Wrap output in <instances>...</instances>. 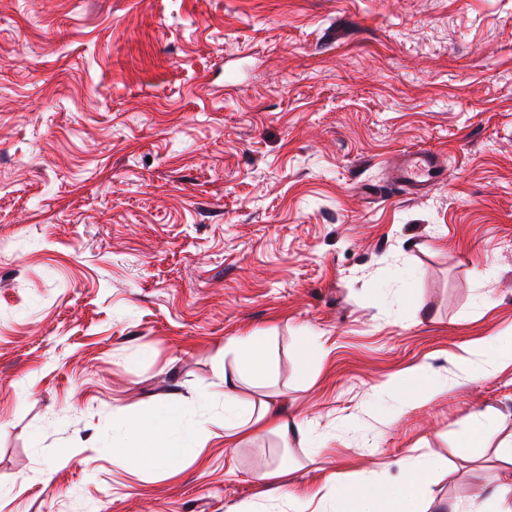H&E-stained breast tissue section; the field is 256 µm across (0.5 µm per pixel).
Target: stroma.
<instances>
[{
	"label": "stroma",
	"mask_w": 512,
	"mask_h": 512,
	"mask_svg": "<svg viewBox=\"0 0 512 512\" xmlns=\"http://www.w3.org/2000/svg\"><path fill=\"white\" fill-rule=\"evenodd\" d=\"M411 149L443 178L378 196ZM251 333L276 372L243 396L316 447H225ZM509 334L512 0H0V512H289L430 458L464 510L512 435V361L471 379ZM144 402L199 428L175 474L113 455ZM496 418L494 416L484 417L483 414L478 413L473 415L470 423V430L467 437L463 440L459 447L461 448H476L481 442L485 433L489 432L494 424Z\"/></svg>",
	"instance_id": "obj_1"
}]
</instances>
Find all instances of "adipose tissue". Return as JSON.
I'll return each mask as SVG.
<instances>
[{
	"mask_svg": "<svg viewBox=\"0 0 512 512\" xmlns=\"http://www.w3.org/2000/svg\"><path fill=\"white\" fill-rule=\"evenodd\" d=\"M233 354L237 372L224 378V445L237 447L244 439L273 433L282 440L309 439L310 432L302 424L290 420L287 403L283 400H265L254 404L243 398L241 389L250 385H264L272 370V355L261 337L237 338L224 347ZM127 447L137 449L141 459L148 463L163 461L175 468L187 452L188 427L177 410L156 404H146L142 414L123 423ZM165 430L164 448H157L158 430ZM503 464L498 482L491 487L477 489L473 496V512H512V438L503 440L497 452ZM435 470L434 461L418 466L403 465V476L393 485L376 483L369 475H362L351 486H333L319 499L292 497L294 512H309L318 506L322 512H381L382 504H390V512H421L422 491Z\"/></svg>",
	"mask_w": 512,
	"mask_h": 512,
	"instance_id": "obj_1",
	"label": "adipose tissue"
}]
</instances>
